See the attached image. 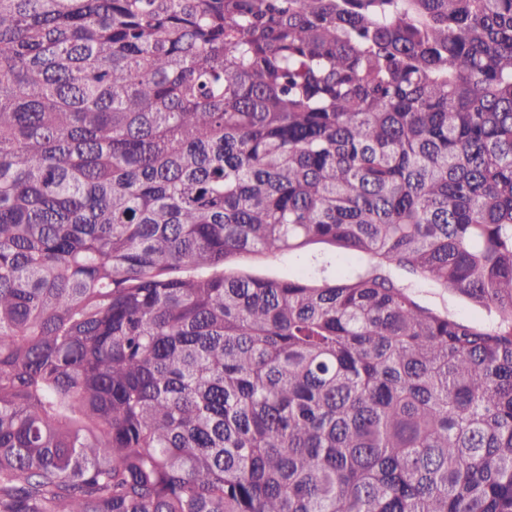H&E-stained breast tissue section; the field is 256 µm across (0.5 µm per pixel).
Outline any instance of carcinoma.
I'll return each instance as SVG.
<instances>
[{"instance_id":"obj_1","label":"carcinoma","mask_w":512,"mask_h":512,"mask_svg":"<svg viewBox=\"0 0 512 512\" xmlns=\"http://www.w3.org/2000/svg\"><path fill=\"white\" fill-rule=\"evenodd\" d=\"M0 512H512V0H0ZM345 264L342 249L315 243L302 250L244 255L231 260L224 271L268 279L304 276L321 281L325 277L334 279L337 269ZM392 274L402 284L414 288L416 301L425 307L440 311L449 310L463 319H478L486 314L483 309L474 306L456 294L415 281L405 270L394 269Z\"/></svg>"}]
</instances>
